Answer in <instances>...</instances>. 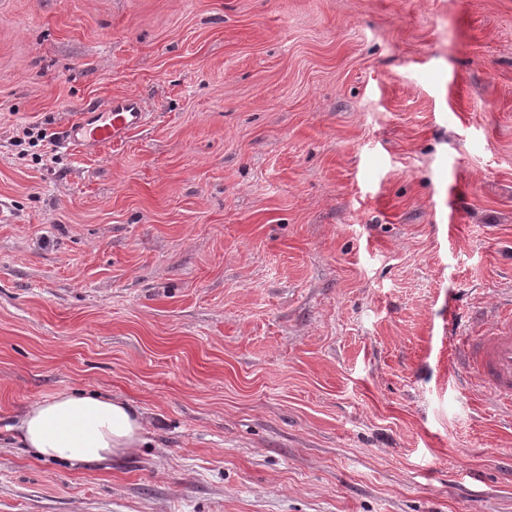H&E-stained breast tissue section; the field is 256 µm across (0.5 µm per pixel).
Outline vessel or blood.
<instances>
[{
	"instance_id": "1",
	"label": "vessel or blood",
	"mask_w": 512,
	"mask_h": 512,
	"mask_svg": "<svg viewBox=\"0 0 512 512\" xmlns=\"http://www.w3.org/2000/svg\"><path fill=\"white\" fill-rule=\"evenodd\" d=\"M145 113L138 99L115 98L82 112L63 135L67 148L117 144L142 125ZM463 345L469 367L482 384L498 397L512 402V311L480 335L467 336Z\"/></svg>"
}]
</instances>
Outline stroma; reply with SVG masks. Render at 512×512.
Returning <instances> with one entry per match:
<instances>
[{
	"instance_id": "stroma-1",
	"label": "stroma",
	"mask_w": 512,
	"mask_h": 512,
	"mask_svg": "<svg viewBox=\"0 0 512 512\" xmlns=\"http://www.w3.org/2000/svg\"><path fill=\"white\" fill-rule=\"evenodd\" d=\"M511 304L512 0H0V512H512ZM78 390L146 446L13 444ZM145 115L146 112L135 97L113 98L104 106L81 112L65 131L60 146L80 148L120 143L132 130L142 125ZM468 366L482 384L512 403V310L479 336H462ZM146 425L130 401L78 391L22 410L13 429L17 442L38 459L106 466L143 448Z\"/></svg>"
}]
</instances>
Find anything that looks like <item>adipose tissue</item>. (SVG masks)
Listing matches in <instances>:
<instances>
[{"label":"adipose tissue","instance_id":"adipose-tissue-1","mask_svg":"<svg viewBox=\"0 0 512 512\" xmlns=\"http://www.w3.org/2000/svg\"><path fill=\"white\" fill-rule=\"evenodd\" d=\"M15 438L44 461L108 465L143 447L146 420L130 401L64 393L18 413Z\"/></svg>","mask_w":512,"mask_h":512}]
</instances>
